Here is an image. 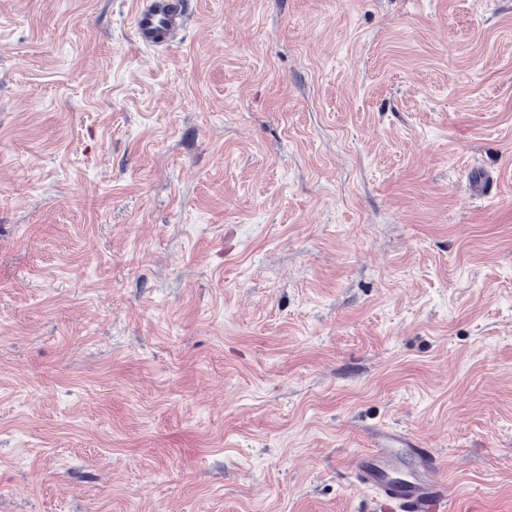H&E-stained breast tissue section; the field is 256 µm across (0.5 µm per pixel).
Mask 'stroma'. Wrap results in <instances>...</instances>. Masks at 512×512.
Returning a JSON list of instances; mask_svg holds the SVG:
<instances>
[{
	"mask_svg": "<svg viewBox=\"0 0 512 512\" xmlns=\"http://www.w3.org/2000/svg\"><path fill=\"white\" fill-rule=\"evenodd\" d=\"M137 2L0 0V512H512V0ZM189 0H142L130 16L136 41L145 47L172 43L187 20ZM372 448L355 452L356 482L374 492L384 510L396 512H442L444 499L437 478L439 461L434 448L401 429L386 428L372 436ZM399 456L415 466L411 481L389 476L388 470Z\"/></svg>",
	"mask_w": 512,
	"mask_h": 512,
	"instance_id": "stroma-1",
	"label": "stroma"
}]
</instances>
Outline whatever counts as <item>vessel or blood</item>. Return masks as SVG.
Here are the masks:
<instances>
[{"instance_id": "obj_1", "label": "vessel or blood", "mask_w": 512, "mask_h": 512, "mask_svg": "<svg viewBox=\"0 0 512 512\" xmlns=\"http://www.w3.org/2000/svg\"><path fill=\"white\" fill-rule=\"evenodd\" d=\"M189 0H141L130 16L136 41L154 48L172 43L187 20ZM357 483L371 489L383 512H443L437 452L401 429L386 428L356 453Z\"/></svg>"}]
</instances>
